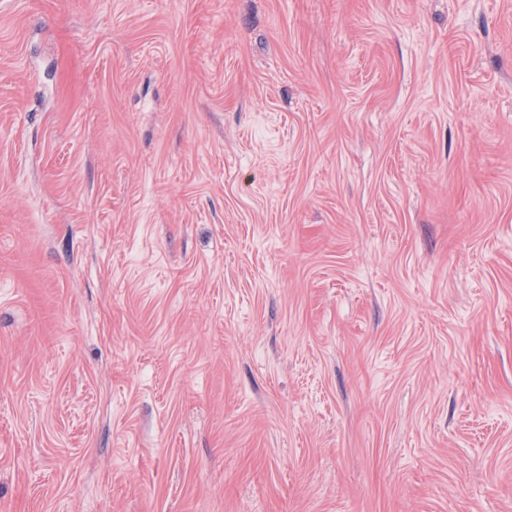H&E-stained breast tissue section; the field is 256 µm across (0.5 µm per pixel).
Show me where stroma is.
<instances>
[{
    "instance_id": "stroma-1",
    "label": "stroma",
    "mask_w": 512,
    "mask_h": 512,
    "mask_svg": "<svg viewBox=\"0 0 512 512\" xmlns=\"http://www.w3.org/2000/svg\"><path fill=\"white\" fill-rule=\"evenodd\" d=\"M0 512H512V0H0Z\"/></svg>"
}]
</instances>
